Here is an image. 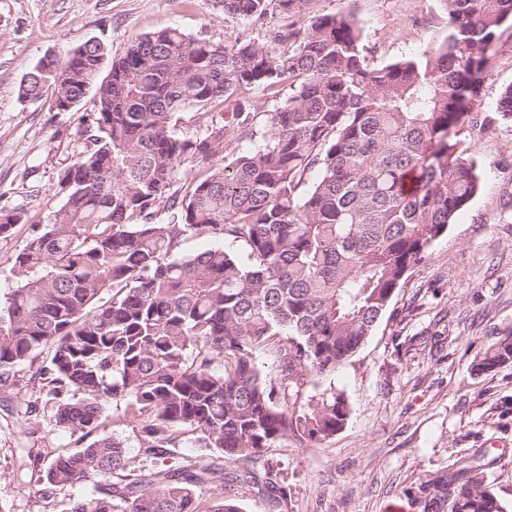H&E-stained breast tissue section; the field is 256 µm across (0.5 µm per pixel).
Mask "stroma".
<instances>
[{"label": "stroma", "mask_w": 512, "mask_h": 512, "mask_svg": "<svg viewBox=\"0 0 512 512\" xmlns=\"http://www.w3.org/2000/svg\"><path fill=\"white\" fill-rule=\"evenodd\" d=\"M308 12L352 14L371 64L420 53L447 33L441 0H310ZM274 16L248 23L225 17L214 0H0V210L24 209L26 221L0 236V305L17 286L16 255L61 205L60 171L82 151L85 98L68 112L51 95L21 99V81L44 57L65 60L88 40L122 54L137 36L176 26L233 44L243 33L265 37ZM512 85V25L491 52L472 112L494 111ZM462 145L477 165L481 192L413 267L356 355L330 380L348 405L344 428L313 447L275 448L256 467L288 492V512H392L425 477L462 457L485 456L487 483L512 505V364L476 374L474 362L512 331V123L484 132L462 126ZM33 368L0 393V512H67L92 481L43 496L54 449H75L57 426Z\"/></svg>", "instance_id": "35a3bbf8"}]
</instances>
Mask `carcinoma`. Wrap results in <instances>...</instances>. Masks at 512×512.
<instances>
[{
    "instance_id": "obj_1",
    "label": "carcinoma",
    "mask_w": 512,
    "mask_h": 512,
    "mask_svg": "<svg viewBox=\"0 0 512 512\" xmlns=\"http://www.w3.org/2000/svg\"><path fill=\"white\" fill-rule=\"evenodd\" d=\"M309 2L218 0L241 22L276 12L284 24L231 46L169 27L120 56L88 40L20 84L26 99H94L85 148L58 177L62 203L16 256L0 306V392L47 353L36 374L55 423L84 442L45 475L48 490L94 480L70 512H242L245 485L285 512V487L247 464L342 429L343 395L311 393L308 379L353 357L482 188L454 128L512 122V85L495 115L464 111L512 0H442L447 34L381 66L353 16L308 19ZM285 88L268 112L249 97ZM24 219L0 213V235ZM195 237L214 245L184 253ZM269 345L274 377L256 360ZM511 363L510 331L474 371ZM110 403L139 426L136 465L125 439L100 432ZM189 440L207 452L153 465ZM410 504L507 512L470 457L421 481Z\"/></svg>"
}]
</instances>
